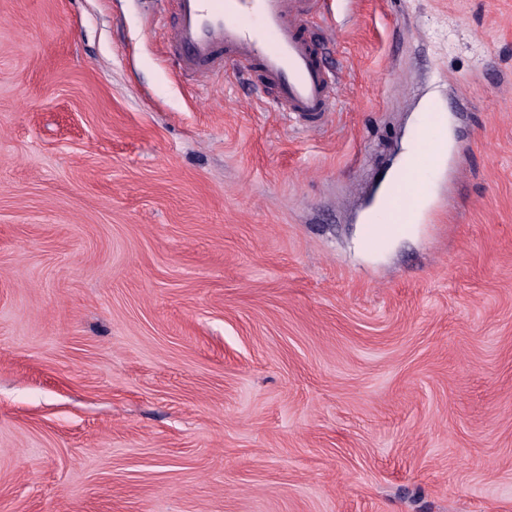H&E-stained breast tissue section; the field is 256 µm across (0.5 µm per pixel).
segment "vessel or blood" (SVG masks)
<instances>
[{"instance_id":"b4317fda","label":"vessel or blood","mask_w":512,"mask_h":512,"mask_svg":"<svg viewBox=\"0 0 512 512\" xmlns=\"http://www.w3.org/2000/svg\"><path fill=\"white\" fill-rule=\"evenodd\" d=\"M171 47L184 76L199 78L224 61L244 64L273 104L306 130L322 128L336 78L305 30L317 0H175Z\"/></svg>"}]
</instances>
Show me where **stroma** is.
Here are the masks:
<instances>
[{
  "mask_svg": "<svg viewBox=\"0 0 512 512\" xmlns=\"http://www.w3.org/2000/svg\"><path fill=\"white\" fill-rule=\"evenodd\" d=\"M174 13L0 0V512H512V0H319L315 132ZM452 136L451 122L448 119L447 125L432 135L431 138H434L435 142L430 149L424 150L423 143H419L412 148L411 154L404 162V172L396 173L394 180L396 182L404 181L407 187L414 192L425 158L434 156L433 161L444 159L448 155V146L451 143ZM410 159L412 160L411 166L408 163ZM415 213L412 211L409 217L400 214L393 220V223L400 224H377L373 219L372 212L365 217V237L364 242L367 247H373L376 244L388 239H399L408 236L413 231Z\"/></svg>",
  "mask_w": 512,
  "mask_h": 512,
  "instance_id": "stroma-1",
  "label": "stroma"
}]
</instances>
